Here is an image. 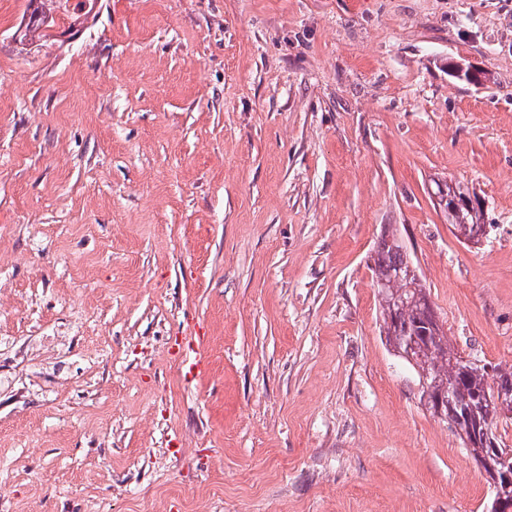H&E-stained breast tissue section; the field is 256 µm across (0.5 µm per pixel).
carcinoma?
Masks as SVG:
<instances>
[{
    "mask_svg": "<svg viewBox=\"0 0 512 512\" xmlns=\"http://www.w3.org/2000/svg\"><path fill=\"white\" fill-rule=\"evenodd\" d=\"M33 12L23 37L49 40L57 26L55 4L69 0H30ZM452 195L445 203L448 224L456 236L479 243L476 226L484 219L482 207L456 204ZM376 286L382 300L383 332L395 355L404 359L423 382L422 393L434 398L447 393L444 421L454 430L463 448L481 465V474L497 497L504 488L505 473L512 465V449L501 446L496 434L501 417L512 415V407L500 408L494 390L512 391V365L485 367L464 359L448 339L429 294L407 260L400 237L383 233L376 242L374 258Z\"/></svg>",
    "mask_w": 512,
    "mask_h": 512,
    "instance_id": "1",
    "label": "carcinoma"
}]
</instances>
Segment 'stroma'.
<instances>
[{
    "label": "stroma",
    "instance_id": "stroma-1",
    "mask_svg": "<svg viewBox=\"0 0 512 512\" xmlns=\"http://www.w3.org/2000/svg\"><path fill=\"white\" fill-rule=\"evenodd\" d=\"M28 3L0 0V512H487L373 268L397 228L455 347L512 364V0H97L44 46ZM448 196L451 198L445 203L446 208L444 209L446 211L448 209V223L452 226L456 236L466 242L479 243L480 238L476 237V226L485 225L481 224V221L484 219L481 203L476 196H474L477 201V207H470L469 205L460 203L455 204L454 200L457 198V195H451L449 186L447 197ZM182 341L184 343V359L190 352V356L187 364L186 375L192 378L204 375L208 370V363L202 355H198V345L200 343L199 336H183ZM194 354V356H191Z\"/></svg>",
    "mask_w": 512,
    "mask_h": 512
}]
</instances>
